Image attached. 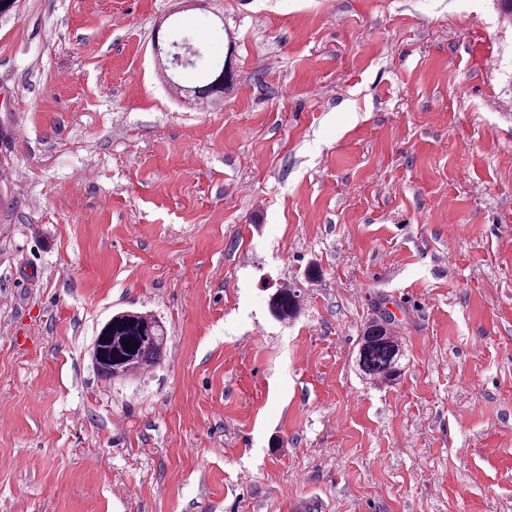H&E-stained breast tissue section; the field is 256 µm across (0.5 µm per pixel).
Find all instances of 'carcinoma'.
<instances>
[{
  "label": "carcinoma",
  "instance_id": "cac0c4a2",
  "mask_svg": "<svg viewBox=\"0 0 512 512\" xmlns=\"http://www.w3.org/2000/svg\"><path fill=\"white\" fill-rule=\"evenodd\" d=\"M229 59L212 64L208 82L195 87L207 96L224 90ZM273 317L286 320L297 310V294L286 288L269 297ZM167 333L157 319L135 311L113 314L99 329L93 343V360L101 377L123 379L131 373L157 365L162 357ZM130 349H125V346ZM403 352L386 319L371 321L361 336L357 367L367 379L392 382L401 376Z\"/></svg>",
  "mask_w": 512,
  "mask_h": 512
}]
</instances>
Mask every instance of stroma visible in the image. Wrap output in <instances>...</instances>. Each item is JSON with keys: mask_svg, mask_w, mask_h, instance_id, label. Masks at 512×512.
<instances>
[{"mask_svg": "<svg viewBox=\"0 0 512 512\" xmlns=\"http://www.w3.org/2000/svg\"><path fill=\"white\" fill-rule=\"evenodd\" d=\"M156 39L195 68L162 70ZM225 57L223 93L188 97ZM123 310L168 341L113 382L92 346ZM381 317L388 385L355 363ZM0 512H512V16H0ZM298 295L294 290L280 288L269 297V310L273 317L286 320L292 317L297 310ZM388 321H371L361 336L356 362L366 379L392 382L401 376L403 352Z\"/></svg>", "mask_w": 512, "mask_h": 512, "instance_id": "stroma-1", "label": "stroma"}]
</instances>
